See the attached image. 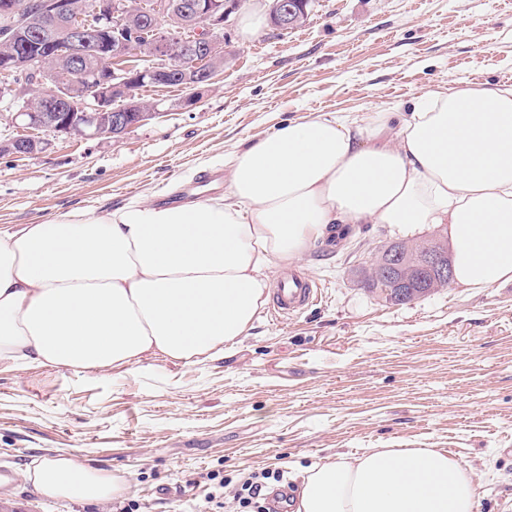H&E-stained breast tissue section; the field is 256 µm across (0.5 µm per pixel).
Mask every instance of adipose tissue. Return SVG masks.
I'll return each instance as SVG.
<instances>
[{
	"label": "adipose tissue",
	"mask_w": 512,
	"mask_h": 512,
	"mask_svg": "<svg viewBox=\"0 0 512 512\" xmlns=\"http://www.w3.org/2000/svg\"><path fill=\"white\" fill-rule=\"evenodd\" d=\"M336 224L404 237L444 225L454 280H512V86L427 92L408 117L289 121L239 149L223 196L66 212L0 230V361L96 371L196 363L248 334L268 272ZM44 498L97 504L125 477L59 453L23 473ZM296 512H476L471 468L437 448H367L308 469Z\"/></svg>",
	"instance_id": "obj_1"
}]
</instances>
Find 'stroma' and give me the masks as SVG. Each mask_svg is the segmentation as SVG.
Returning <instances> with one entry per match:
<instances>
[{
    "instance_id": "35a3bbf8",
    "label": "stroma",
    "mask_w": 512,
    "mask_h": 512,
    "mask_svg": "<svg viewBox=\"0 0 512 512\" xmlns=\"http://www.w3.org/2000/svg\"><path fill=\"white\" fill-rule=\"evenodd\" d=\"M218 82L148 86L161 113L121 138L45 133L0 155V228L65 211L158 202L227 173L245 142L310 112L364 119L459 83L512 84V0H314L301 28L226 30ZM193 106H185L186 97ZM354 224L294 265L318 300L196 364L153 359L85 372L0 363V502L15 512H237V484L280 470L293 512L305 470L365 448H444L475 473L477 512H512V284L385 302L360 269L400 241ZM63 451L123 475L124 498L38 496L23 471Z\"/></svg>"
}]
</instances>
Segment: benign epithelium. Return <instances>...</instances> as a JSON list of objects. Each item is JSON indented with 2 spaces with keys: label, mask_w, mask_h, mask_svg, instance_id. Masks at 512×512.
I'll return each instance as SVG.
<instances>
[{
  "label": "benign epithelium",
  "mask_w": 512,
  "mask_h": 512,
  "mask_svg": "<svg viewBox=\"0 0 512 512\" xmlns=\"http://www.w3.org/2000/svg\"><path fill=\"white\" fill-rule=\"evenodd\" d=\"M308 4L309 0H271L269 21L278 31L296 29L308 19ZM49 6L54 8L51 24L40 32L49 37L65 30L64 45L48 40L36 45L35 54L27 47L0 55L1 70L19 65L17 55L26 57L28 80L8 87V92L25 99V108L13 118L56 136L112 139L158 114V104L135 97L141 86L163 84L175 72L191 87L215 83L219 62L227 59L224 29L240 0H192L182 7L175 0H97L89 13L64 0H53ZM172 21L183 36L175 37L168 27ZM42 51L65 53L76 62L87 52L96 54L99 65L81 100L72 99V92L51 77ZM145 53L160 62L135 64ZM119 98L127 103L114 105ZM43 149L44 142L37 139L17 140L7 152L26 157ZM370 274L386 283L385 293L399 297H425L453 281L447 248L433 239L386 247Z\"/></svg>",
  "instance_id": "obj_1"
}]
</instances>
